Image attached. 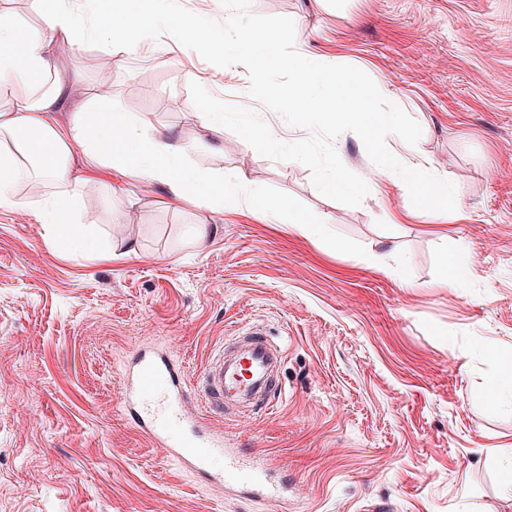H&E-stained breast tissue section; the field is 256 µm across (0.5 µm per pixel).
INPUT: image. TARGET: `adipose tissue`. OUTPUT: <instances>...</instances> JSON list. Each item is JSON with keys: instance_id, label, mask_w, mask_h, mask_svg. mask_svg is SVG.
Here are the masks:
<instances>
[{"instance_id": "ef3b65f1", "label": "adipose tissue", "mask_w": 512, "mask_h": 512, "mask_svg": "<svg viewBox=\"0 0 512 512\" xmlns=\"http://www.w3.org/2000/svg\"><path fill=\"white\" fill-rule=\"evenodd\" d=\"M74 0H51L45 27L25 28L0 13V207L22 206L15 174L26 169L29 190L39 191L35 213L56 239L81 250L96 244L81 233L76 203L89 180L88 167L113 172L145 190L162 187L170 199L194 197L205 209L235 205V194L218 190L219 176L197 168L188 143L129 118L111 94L78 100V77L63 73L59 52L76 42ZM73 109L61 125L58 112ZM405 184L419 188L426 204L463 209L458 187L429 161L400 168Z\"/></svg>"}]
</instances>
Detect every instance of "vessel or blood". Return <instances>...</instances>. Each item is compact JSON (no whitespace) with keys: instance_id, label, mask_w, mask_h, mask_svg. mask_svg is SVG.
Segmentation results:
<instances>
[{"instance_id":"1","label":"vessel or blood","mask_w":512,"mask_h":512,"mask_svg":"<svg viewBox=\"0 0 512 512\" xmlns=\"http://www.w3.org/2000/svg\"><path fill=\"white\" fill-rule=\"evenodd\" d=\"M282 358L260 332L221 349L200 373V395L207 407L223 408L229 401L270 404L279 390L275 376ZM184 375L163 352L146 348L131 359L124 373L123 408L135 426L185 469L204 475L222 487H249L276 500L279 489L265 468L228 458L223 469L211 466L224 439L189 419L184 410Z\"/></svg>"}]
</instances>
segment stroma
Wrapping results in <instances>:
<instances>
[{
	"label": "stroma",
	"mask_w": 512,
	"mask_h": 512,
	"mask_svg": "<svg viewBox=\"0 0 512 512\" xmlns=\"http://www.w3.org/2000/svg\"><path fill=\"white\" fill-rule=\"evenodd\" d=\"M295 22V47L360 68L422 128L388 137L401 163L427 158L467 199L426 208L376 177L350 207L310 170L258 154L224 127L200 134L191 82L258 114L280 141L307 138L255 100L244 66L216 67L171 36L109 65L87 42L63 50L85 89L109 72L112 102L174 138L191 159L240 176L247 192L210 214L155 195L120 209L78 202L100 253L66 251L33 207H0V512H512V412L481 390L512 353V0H252ZM327 215L329 242L289 215ZM217 225L197 244L189 227ZM469 269L440 287L446 259ZM254 327L283 359L269 408L190 406L240 460L288 481L268 500L211 486L156 448L121 409L123 370L143 348L188 377L219 344Z\"/></svg>",
	"instance_id": "obj_1"
}]
</instances>
